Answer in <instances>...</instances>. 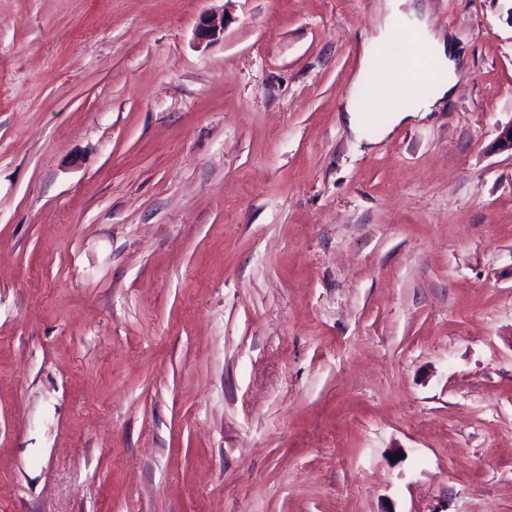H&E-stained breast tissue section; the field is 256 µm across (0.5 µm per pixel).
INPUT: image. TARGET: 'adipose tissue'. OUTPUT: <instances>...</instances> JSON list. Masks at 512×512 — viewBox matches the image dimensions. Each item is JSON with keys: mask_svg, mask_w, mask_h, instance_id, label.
<instances>
[{"mask_svg": "<svg viewBox=\"0 0 512 512\" xmlns=\"http://www.w3.org/2000/svg\"><path fill=\"white\" fill-rule=\"evenodd\" d=\"M402 4L403 0H388L376 34L363 48L367 65L360 68L352 82L353 88L373 87L381 94L378 109L384 114L383 127L388 131L405 119L431 112L437 101L451 95L458 80L450 46L437 38L426 22L409 20ZM403 29L411 34L429 61L426 90L406 85L408 76L416 71V57L412 52H405L397 59L390 55V47L398 43Z\"/></svg>", "mask_w": 512, "mask_h": 512, "instance_id": "ef3b65f1", "label": "adipose tissue"}]
</instances>
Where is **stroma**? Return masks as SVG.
Listing matches in <instances>:
<instances>
[{"label": "stroma", "instance_id": "obj_1", "mask_svg": "<svg viewBox=\"0 0 512 512\" xmlns=\"http://www.w3.org/2000/svg\"><path fill=\"white\" fill-rule=\"evenodd\" d=\"M383 4L0 0V512H512V0L360 141Z\"/></svg>", "mask_w": 512, "mask_h": 512}]
</instances>
